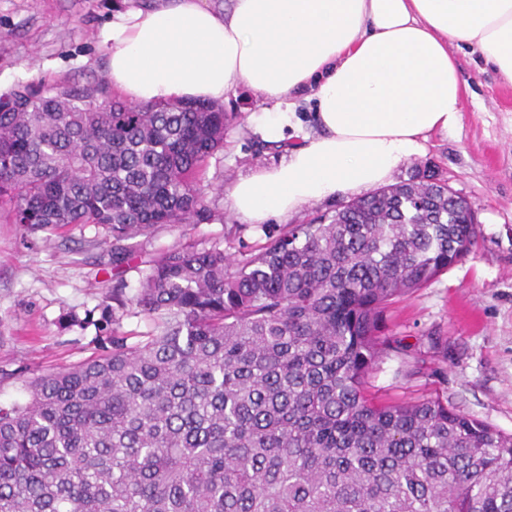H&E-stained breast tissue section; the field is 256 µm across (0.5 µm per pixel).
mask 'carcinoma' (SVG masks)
<instances>
[{
    "label": "carcinoma",
    "instance_id": "cac0c4a2",
    "mask_svg": "<svg viewBox=\"0 0 512 512\" xmlns=\"http://www.w3.org/2000/svg\"><path fill=\"white\" fill-rule=\"evenodd\" d=\"M224 106L131 105L103 85L0 94V214L32 232L94 224L129 241L207 212L198 173ZM422 176L293 224L256 253L153 256L116 309L135 343L31 377L0 406V512H512V434L439 398L365 394L384 307L474 245Z\"/></svg>",
    "mask_w": 512,
    "mask_h": 512
}]
</instances>
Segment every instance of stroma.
<instances>
[{"label": "stroma", "mask_w": 512, "mask_h": 512, "mask_svg": "<svg viewBox=\"0 0 512 512\" xmlns=\"http://www.w3.org/2000/svg\"><path fill=\"white\" fill-rule=\"evenodd\" d=\"M144 3L0 0V92L18 83L50 93L63 83L104 82L103 26ZM451 53L466 85L460 122L431 134L425 155L402 165L394 179L433 168L470 204L478 243L457 265L387 305L380 331L400 339L403 349L378 363L366 393L377 403L437 396L512 434V86L469 50ZM223 105L231 116L224 147L201 175L210 217L139 240L123 275L126 296L135 294L146 269L141 256L179 242L254 253L282 231L274 218L261 227L246 224L224 203L235 180L278 164L284 151L252 120L265 107L261 99L241 88ZM111 254V237L89 224L33 234L0 220L1 403L25 402L26 380L93 357L113 333L134 343L151 330L130 312L113 319L114 280L102 270Z\"/></svg>", "instance_id": "1"}]
</instances>
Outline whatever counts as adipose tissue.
<instances>
[{
	"instance_id": "ef3b65f1",
	"label": "adipose tissue",
	"mask_w": 512,
	"mask_h": 512,
	"mask_svg": "<svg viewBox=\"0 0 512 512\" xmlns=\"http://www.w3.org/2000/svg\"><path fill=\"white\" fill-rule=\"evenodd\" d=\"M108 78L134 105L223 101L243 86L270 103L260 121L299 131V100L320 129L279 164L227 188L245 222L288 220L303 206L389 183L460 121L449 45L512 85V0H154L104 26Z\"/></svg>"
}]
</instances>
